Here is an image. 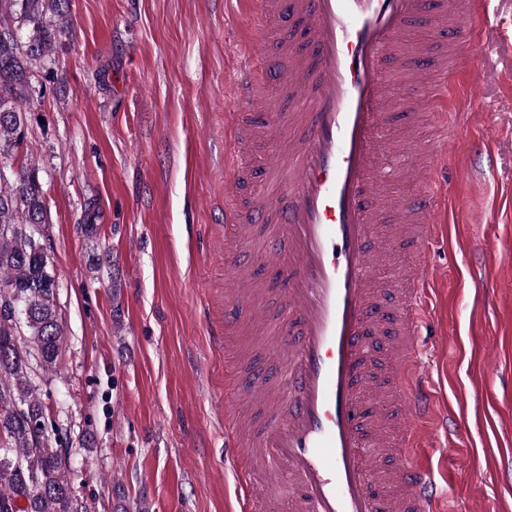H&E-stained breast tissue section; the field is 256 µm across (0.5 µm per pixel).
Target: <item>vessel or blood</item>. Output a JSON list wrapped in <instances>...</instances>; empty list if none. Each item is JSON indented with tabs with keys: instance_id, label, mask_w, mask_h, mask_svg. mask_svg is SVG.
<instances>
[{
	"instance_id": "1",
	"label": "vessel or blood",
	"mask_w": 512,
	"mask_h": 512,
	"mask_svg": "<svg viewBox=\"0 0 512 512\" xmlns=\"http://www.w3.org/2000/svg\"><path fill=\"white\" fill-rule=\"evenodd\" d=\"M260 50L248 51L225 113L224 302H253L236 273L239 250L263 238L258 257L285 279L281 313L265 347L274 375L254 367L247 385L229 336L242 319L209 329L224 351V446L241 512H448L436 474L417 453L447 412L430 391L417 336L430 316L429 248L447 221V143L467 136L466 116L490 75L481 63L487 0H250ZM290 13L299 39L285 36ZM427 41H406L413 16ZM276 86L289 111L263 98ZM403 116L407 141L429 127L403 173L376 165ZM277 128L278 162L264 194L239 208L257 127ZM412 181V195L384 183ZM395 221L384 224L386 213ZM382 244H375L377 230ZM389 355L375 376L374 353ZM257 407L260 435L245 441L243 404Z\"/></svg>"
}]
</instances>
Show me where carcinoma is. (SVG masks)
Segmentation results:
<instances>
[{"mask_svg":"<svg viewBox=\"0 0 512 512\" xmlns=\"http://www.w3.org/2000/svg\"><path fill=\"white\" fill-rule=\"evenodd\" d=\"M70 0H0V158L28 129L31 67L55 54L53 15ZM47 207L37 168L0 176V512H73L69 461L40 432L46 406L32 384V361L56 367L64 330L50 257L38 229Z\"/></svg>","mask_w":512,"mask_h":512,"instance_id":"carcinoma-1","label":"carcinoma"}]
</instances>
